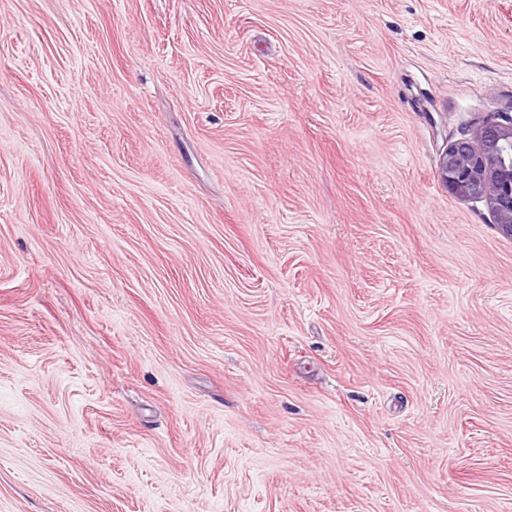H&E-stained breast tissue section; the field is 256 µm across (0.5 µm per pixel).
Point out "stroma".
<instances>
[{"label": "stroma", "instance_id": "1", "mask_svg": "<svg viewBox=\"0 0 512 512\" xmlns=\"http://www.w3.org/2000/svg\"><path fill=\"white\" fill-rule=\"evenodd\" d=\"M501 112L512 0H0V512H512ZM488 122L478 145L453 143L440 161L439 177L460 197L483 198L501 230L512 235V118ZM507 145V147H506Z\"/></svg>", "mask_w": 512, "mask_h": 512}]
</instances>
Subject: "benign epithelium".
Here are the masks:
<instances>
[{
	"label": "benign epithelium",
	"mask_w": 512,
	"mask_h": 512,
	"mask_svg": "<svg viewBox=\"0 0 512 512\" xmlns=\"http://www.w3.org/2000/svg\"><path fill=\"white\" fill-rule=\"evenodd\" d=\"M439 177L455 195L485 199L501 230L512 235V118L487 123L477 145L467 139L453 143L440 161Z\"/></svg>",
	"instance_id": "7a95c632"
}]
</instances>
